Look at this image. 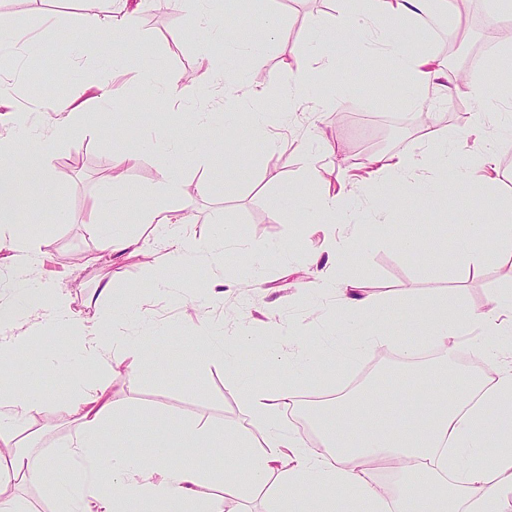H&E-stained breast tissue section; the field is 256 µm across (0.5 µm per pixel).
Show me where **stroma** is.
<instances>
[{"instance_id": "stroma-1", "label": "stroma", "mask_w": 512, "mask_h": 512, "mask_svg": "<svg viewBox=\"0 0 512 512\" xmlns=\"http://www.w3.org/2000/svg\"><path fill=\"white\" fill-rule=\"evenodd\" d=\"M272 7L287 25L288 35L267 46L264 69L277 83L287 85L284 61L315 51L309 23L317 17L330 19L336 10L334 0H277L273 6L267 0H220L205 32L197 29L194 14L177 0L150 6L142 13L138 31L115 45L126 61L123 93L104 100L96 84L112 61L79 58L76 39L84 15L107 13L111 0H0V85L6 89L0 109L28 112L40 128L59 120L48 110L55 97L74 98L83 105L81 124L55 143L49 160L54 191L68 214L66 222H56L53 213L33 206L21 218L52 257L50 263L32 269L31 283L53 279L74 310L89 315L110 310V302L96 292L108 267L74 264L77 255L97 245L87 230L91 210L101 207L112 223L132 225L133 213L122 205L126 193L153 191L167 168L185 177L194 197L193 218L181 226V233L197 240L229 237L223 269L206 268L202 281L197 278L201 272L191 267L162 264L154 269L141 258L122 263L117 289L131 294L135 307L123 314L121 330L158 348L160 356L138 378L113 381L116 413L161 410L177 421L207 422L221 437L247 424L243 380L268 386L285 383L286 367L306 354L316 360L308 379L297 387L300 400L330 399L332 391L324 387L329 379L335 389L353 394L379 374L401 375L399 355L386 347L356 361L349 358L350 337L336 313L335 299L308 286L301 270L324 239L323 232L308 231L303 215L322 188L319 172L340 166L361 177L367 171L365 157L417 153L419 112L388 56L374 50L369 40L340 38L334 50L348 64L335 75L336 105L328 104L316 80L296 104L280 93L267 97V132L282 148L266 154L263 138L228 115L230 99L245 102L249 88L234 80L224 89L210 86L199 65V49L205 44L213 55L223 56V42L208 41L207 35L228 22L237 26L243 40L255 39ZM488 9L487 0H467L462 17L454 21L461 41L436 46L435 52L451 68L487 75L496 92L495 109L482 112L479 103L466 97L462 109L441 106L435 117L459 141L463 156L497 142L496 195L504 198L512 195V133L507 130L512 124V72H496L475 61L484 51H497L503 42L497 25L488 19ZM33 42L40 44V51L30 50ZM145 57L161 67L156 83L139 77V62ZM185 76L194 77V84L175 100L160 98V84ZM203 112L215 115L210 127L199 124ZM284 112L290 115L285 123L280 120ZM221 139L233 144L232 154L224 157L221 167L206 166L199 158L198 141ZM128 151L139 153V161L121 179H111L113 154ZM422 180L427 195L412 213L403 205L401 190L378 200L371 191L353 189L347 205L362 213L363 222L354 229L341 224L334 228L337 237H353L360 247L347 264L351 279L377 303L393 304L394 324L403 332L408 321L395 305L401 295L458 288L468 308L486 311L494 307L502 289L512 285V272L494 263L467 281L458 279L466 224H495L499 216L466 183L444 193L431 175ZM413 224L427 225L430 233L420 250L409 253L400 243L408 239ZM261 244L271 250L257 263L259 286H231L235 269L249 258L250 246ZM160 277L167 282L161 292L154 284ZM222 279L227 287H219ZM200 313L224 335L250 332L278 359L279 369H267L245 347L239 349L232 371L207 361H187L183 344ZM49 343L56 351L50 363L22 356L0 366L19 390L42 397L30 417L37 460L71 431L61 422L55 403L67 398L66 375L80 360L66 330L51 331Z\"/></svg>"}]
</instances>
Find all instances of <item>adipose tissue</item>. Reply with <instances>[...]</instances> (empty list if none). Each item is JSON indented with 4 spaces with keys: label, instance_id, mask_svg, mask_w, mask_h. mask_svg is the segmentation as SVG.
I'll return each mask as SVG.
<instances>
[{
    "label": "adipose tissue",
    "instance_id": "obj_1",
    "mask_svg": "<svg viewBox=\"0 0 512 512\" xmlns=\"http://www.w3.org/2000/svg\"><path fill=\"white\" fill-rule=\"evenodd\" d=\"M429 5L430 0H337L336 15L327 22L315 20L314 26L325 43L353 32L367 33L372 22L382 21L379 40L393 56L398 76L408 80L415 99H424L433 90L449 98L465 95L481 103L488 101L490 83L448 70L437 61L430 37H423L414 50L399 42L397 26L418 24ZM139 20L140 6L135 0H114L109 13L86 15L81 55L100 57L110 52L116 37L135 32ZM286 35L277 14L268 12L261 35L250 44L243 63L255 91L269 84L263 68L266 43ZM287 69L288 96L295 99L312 71H319L325 79L331 77L336 57L320 50L311 57H294ZM10 123L25 136L34 156L17 158L12 144L0 140V251H8L10 259V275L0 282L1 361L21 353L38 358L46 354L31 331L19 328L25 315L15 298L28 288L29 270L47 259L17 220L20 187L38 179L43 191L37 204L55 212L60 209L51 173L41 161L44 137L31 128L28 113H12ZM421 141L424 149L418 155L370 158L371 176L401 182L414 171H432L451 186L469 181L478 195L494 191L498 172L494 146L459 165L455 142L443 127L424 125ZM349 180L341 170L335 180L325 181L307 214L308 223L360 221V214L349 212L345 205L343 188ZM125 201L142 231L130 232L91 215L87 229L99 246L81 256V267L100 263L113 267L128 258H149L146 243L151 239L160 243L172 263L223 266V239L196 243L177 233L193 201L181 176L163 171L153 193L132 190ZM353 250V241L326 236V256L313 258L306 276L335 297L357 350L370 351L393 342L403 355H410L408 342L393 337L388 328L389 311L358 293L354 282L337 277L343 255ZM492 262L512 267V225L470 224L461 278L478 274ZM39 295L50 311V324L71 333L83 359L81 368L67 374L71 399L58 406L60 417L71 424L72 431L64 448L40 463L31 462V450L21 444L18 435L21 423L38 402L0 383V512H32L24 498L7 493L12 484L41 486L49 496L50 512H136L145 500L161 502L164 512H224L225 502L240 497L245 488L263 486L270 489L272 512H512V358H503L504 353L512 355L511 296L483 312L465 307L456 292L410 298L405 308L412 323L426 326L428 341L445 357L454 356L464 331L479 330L482 340L471 350L476 366L473 377L462 385L450 383L446 371L428 372L429 393L394 423L384 415L387 402L376 391L364 394L369 410L364 418L353 412L348 397H337L309 412L321 449L306 446L280 426L285 409L295 403L296 381L277 387L245 386L242 402L250 416L251 432L260 435L261 442L251 451L248 434L226 435L230 463L217 473L178 459L164 438L173 426L192 449L214 447L216 437L208 423L186 420L174 424L158 410L144 418L158 432L154 440L135 451L117 442L112 451L103 452L100 436L105 427L121 435L130 424L129 415L114 413L113 378L137 376L154 362L147 348L130 345L126 336L115 331L113 315L126 311L131 298L117 291L114 280H107L99 285L98 296L110 301L112 310L91 318L74 311L53 282H45ZM185 352L230 368L236 362L216 329L203 319L195 335L188 337ZM489 447L494 450L490 456L485 453ZM394 461L401 465L400 489L391 493L375 482L372 473L374 465ZM208 485L215 486V493L201 495V487Z\"/></svg>",
    "mask_w": 512,
    "mask_h": 512
}]
</instances>
